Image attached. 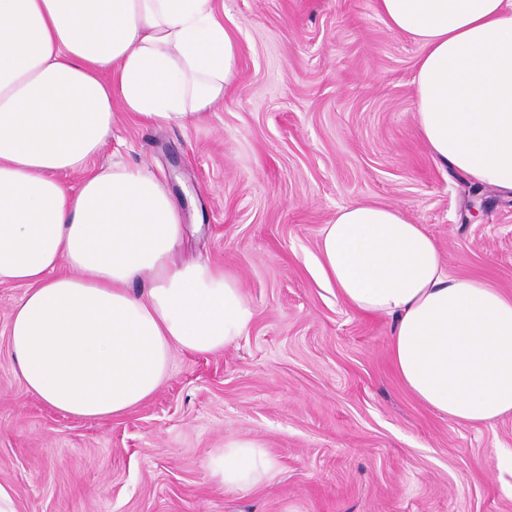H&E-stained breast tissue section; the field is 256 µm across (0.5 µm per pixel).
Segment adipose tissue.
<instances>
[{
	"mask_svg": "<svg viewBox=\"0 0 512 512\" xmlns=\"http://www.w3.org/2000/svg\"><path fill=\"white\" fill-rule=\"evenodd\" d=\"M377 10L423 48L416 121L433 158L512 193V0ZM237 63L213 0H0V284L26 288L9 344L26 388L55 410L121 417L161 388L173 350L218 353L252 324L233 277L176 260L179 203L155 177L90 167L113 100L191 123L223 100ZM319 251L327 287L393 317L392 362L421 402L464 424L512 414V297L449 276L433 238L394 207L340 208ZM277 474L257 439L225 441L211 462L228 490Z\"/></svg>",
	"mask_w": 512,
	"mask_h": 512,
	"instance_id": "adipose-tissue-1",
	"label": "adipose tissue"
}]
</instances>
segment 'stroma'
Segmentation results:
<instances>
[{"instance_id": "obj_1", "label": "stroma", "mask_w": 512, "mask_h": 512, "mask_svg": "<svg viewBox=\"0 0 512 512\" xmlns=\"http://www.w3.org/2000/svg\"><path fill=\"white\" fill-rule=\"evenodd\" d=\"M238 78L194 125L113 101L95 167L144 168L183 202V260L234 277L257 312L224 352H174L164 385L113 419L64 415L25 388L9 345L24 287L0 285V484L18 512H512V415L457 423L389 357L392 321L320 277L325 224L354 203L422 225L450 275L512 295V194L437 163L415 119L421 46L376 0H213ZM262 441L276 478L227 491L209 471Z\"/></svg>"}]
</instances>
